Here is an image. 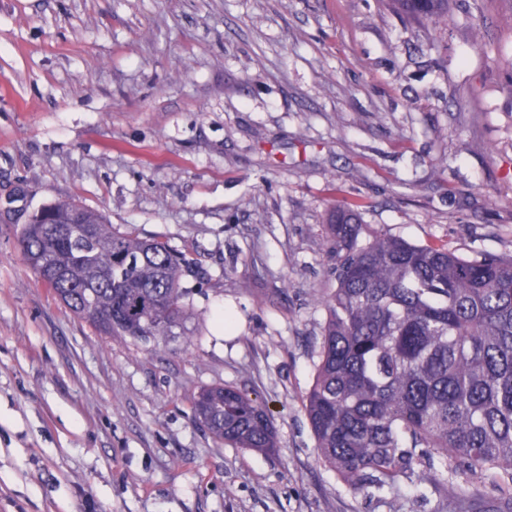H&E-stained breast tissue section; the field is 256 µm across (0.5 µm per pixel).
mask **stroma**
<instances>
[{
    "label": "stroma",
    "mask_w": 512,
    "mask_h": 512,
    "mask_svg": "<svg viewBox=\"0 0 512 512\" xmlns=\"http://www.w3.org/2000/svg\"><path fill=\"white\" fill-rule=\"evenodd\" d=\"M58 198L191 253L186 336L100 335L37 279L16 212ZM339 203L364 242L512 257V0H0V512H497L454 459L363 493L318 460ZM215 385L276 454L195 419ZM395 8L417 20L437 26L448 24V0H391ZM192 404L195 417L217 440L264 454L278 448L273 416L257 398L222 385L202 389Z\"/></svg>",
    "instance_id": "1"
}]
</instances>
